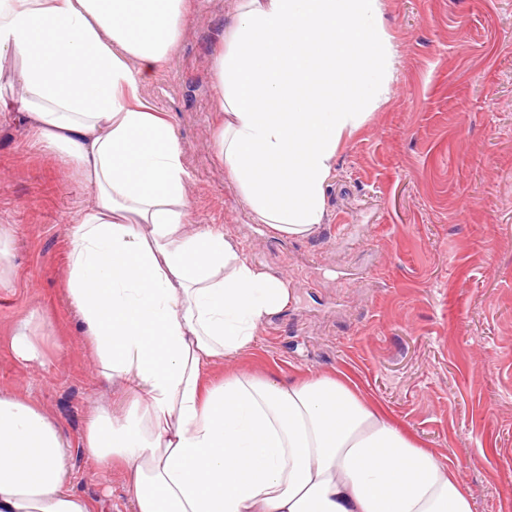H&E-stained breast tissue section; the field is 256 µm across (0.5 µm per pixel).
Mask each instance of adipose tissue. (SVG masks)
Segmentation results:
<instances>
[{
  "mask_svg": "<svg viewBox=\"0 0 512 512\" xmlns=\"http://www.w3.org/2000/svg\"><path fill=\"white\" fill-rule=\"evenodd\" d=\"M186 0H0V97L93 193L69 225L66 298L122 412L83 436L121 468L133 512H472L445 466L345 381L234 375L288 284L223 229L188 232L190 173L173 124L140 97L177 46ZM379 0H239L214 55L218 158L257 222L315 233L337 150L393 70ZM69 443L32 402L0 393V512H101L70 485Z\"/></svg>",
  "mask_w": 512,
  "mask_h": 512,
  "instance_id": "obj_1",
  "label": "adipose tissue"
}]
</instances>
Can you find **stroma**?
<instances>
[{
  "mask_svg": "<svg viewBox=\"0 0 512 512\" xmlns=\"http://www.w3.org/2000/svg\"><path fill=\"white\" fill-rule=\"evenodd\" d=\"M381 2L393 78L340 145L309 237L255 223L217 159L213 57L237 0H187L175 57L142 89L184 149L188 231L222 226L290 291L256 342L206 379L346 374L437 456L473 512H512V0ZM91 203L78 176L0 112V226L15 235V286L0 288V392L55 419L75 492L130 512L124 475L79 446L93 410L115 398L62 293L66 229ZM32 310L42 355L21 362L11 333Z\"/></svg>",
  "mask_w": 512,
  "mask_h": 512,
  "instance_id": "stroma-1",
  "label": "stroma"
}]
</instances>
